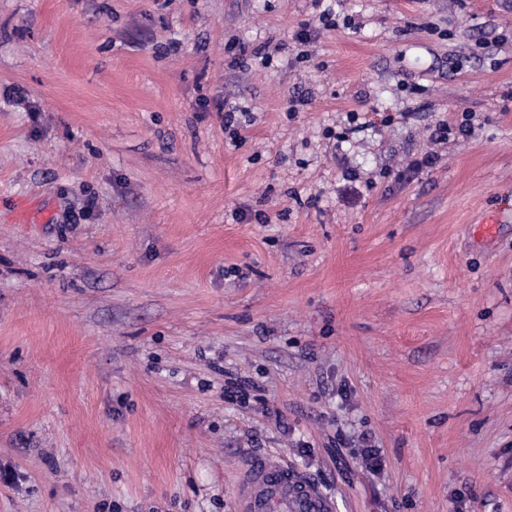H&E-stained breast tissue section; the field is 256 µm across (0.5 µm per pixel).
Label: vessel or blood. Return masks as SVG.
Returning <instances> with one entry per match:
<instances>
[{"mask_svg":"<svg viewBox=\"0 0 512 512\" xmlns=\"http://www.w3.org/2000/svg\"><path fill=\"white\" fill-rule=\"evenodd\" d=\"M238 512H335L336 503L298 471L269 467L258 456L246 460L237 500Z\"/></svg>","mask_w":512,"mask_h":512,"instance_id":"1","label":"vessel or blood"}]
</instances>
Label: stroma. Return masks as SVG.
Segmentation results:
<instances>
[{
  "label": "stroma",
  "mask_w": 512,
  "mask_h": 512,
  "mask_svg": "<svg viewBox=\"0 0 512 512\" xmlns=\"http://www.w3.org/2000/svg\"><path fill=\"white\" fill-rule=\"evenodd\" d=\"M249 455L512 512V0H0V512H235Z\"/></svg>",
  "instance_id": "obj_1"
}]
</instances>
